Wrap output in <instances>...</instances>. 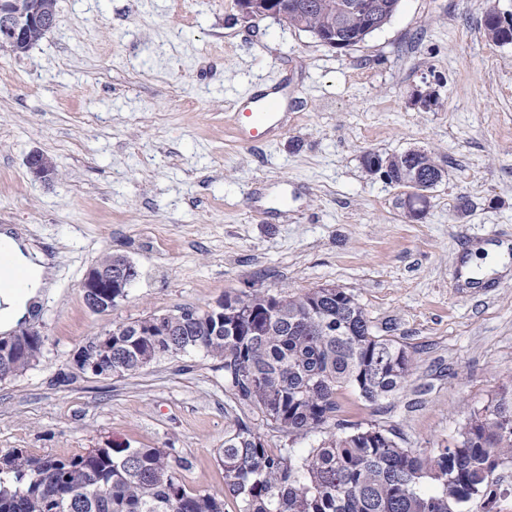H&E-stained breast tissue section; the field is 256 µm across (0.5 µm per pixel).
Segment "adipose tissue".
Wrapping results in <instances>:
<instances>
[{"mask_svg":"<svg viewBox=\"0 0 512 512\" xmlns=\"http://www.w3.org/2000/svg\"><path fill=\"white\" fill-rule=\"evenodd\" d=\"M0 252L8 259V268L26 272L24 284L17 289H0V332L12 330L21 321L31 318L44 292L50 289L44 258L33 252L23 238L0 232Z\"/></svg>","mask_w":512,"mask_h":512,"instance_id":"obj_1","label":"adipose tissue"}]
</instances>
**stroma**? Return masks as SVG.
Masks as SVG:
<instances>
[{
	"instance_id": "obj_1",
	"label": "stroma",
	"mask_w": 512,
	"mask_h": 512,
	"mask_svg": "<svg viewBox=\"0 0 512 512\" xmlns=\"http://www.w3.org/2000/svg\"><path fill=\"white\" fill-rule=\"evenodd\" d=\"M492 5L512 14V0H400L383 28L333 50L275 17L243 19L235 0H58L37 45L0 50V230L24 235L54 280L29 321L43 359L0 381V452L165 448L191 461L187 487L223 494L216 361L191 352L100 377L71 357L113 325L228 291L320 285L350 292L414 361L382 407L342 392L343 418L391 426L425 455L447 444L512 379V275L473 288L460 272L512 243V44L486 40ZM258 83L285 84L288 109L254 147L236 102ZM35 149L57 178L29 173ZM409 149L447 172L419 219L362 163ZM106 251L139 276L95 314L81 282Z\"/></svg>"
}]
</instances>
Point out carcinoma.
I'll use <instances>...</instances> for the list:
<instances>
[{
    "instance_id": "carcinoma-1",
    "label": "carcinoma",
    "mask_w": 512,
    "mask_h": 512,
    "mask_svg": "<svg viewBox=\"0 0 512 512\" xmlns=\"http://www.w3.org/2000/svg\"><path fill=\"white\" fill-rule=\"evenodd\" d=\"M313 2L304 15L288 14V26L325 34L337 15L352 45L370 34L368 15L342 11L356 0ZM388 165L392 183L416 169L439 183L445 177L425 151L396 154ZM140 325L113 326L108 349L98 352L112 376L188 351L224 368L231 404L219 459L238 512H506L512 500V382L431 456L402 446L392 427L339 418L342 391L375 406L400 392L413 368L408 347L376 335L343 288L229 291L221 308L198 309L186 323L166 322L151 336ZM43 356L44 345L32 342L0 359V376ZM255 414L290 439H321L304 452L271 448L248 423ZM189 466L163 448L127 443L67 459L15 448L0 453V512H224V498L186 486L181 471Z\"/></svg>"
}]
</instances>
